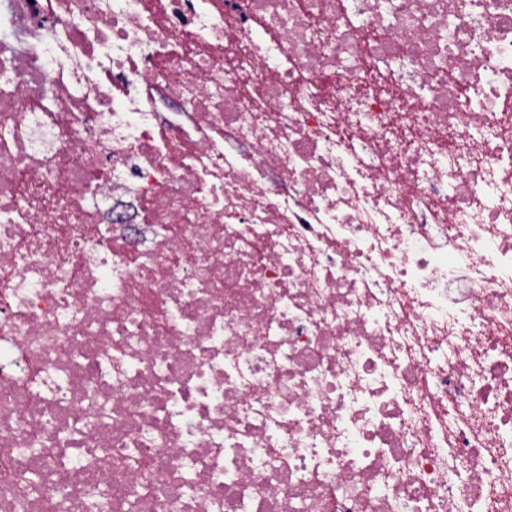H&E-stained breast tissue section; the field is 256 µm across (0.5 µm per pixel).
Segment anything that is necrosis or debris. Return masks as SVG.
<instances>
[{
  "mask_svg": "<svg viewBox=\"0 0 512 512\" xmlns=\"http://www.w3.org/2000/svg\"><path fill=\"white\" fill-rule=\"evenodd\" d=\"M0 512H512V0H0Z\"/></svg>",
  "mask_w": 512,
  "mask_h": 512,
  "instance_id": "obj_1",
  "label": "necrosis or debris"
}]
</instances>
